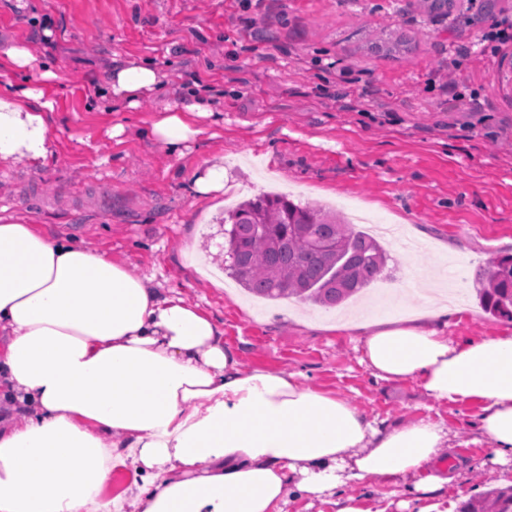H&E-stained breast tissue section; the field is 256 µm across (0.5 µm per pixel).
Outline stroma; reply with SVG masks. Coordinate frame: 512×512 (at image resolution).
<instances>
[{"instance_id":"obj_1","label":"stroma","mask_w":512,"mask_h":512,"mask_svg":"<svg viewBox=\"0 0 512 512\" xmlns=\"http://www.w3.org/2000/svg\"><path fill=\"white\" fill-rule=\"evenodd\" d=\"M431 21L406 0H0V48L30 44L56 72L43 164H0V219L64 234L179 292L210 315L245 367L301 376L388 425L448 426L463 465L442 495L462 503L496 487L478 442L477 403L447 405L417 382L387 385L360 364L347 320L419 315L427 292L458 291L451 338L512 331L476 297L474 274L512 253V0H460ZM411 37L402 59L369 51L383 31ZM507 40L482 41L486 32ZM147 60L165 76L166 101L187 87L211 94L192 115L201 134L179 151L145 129L158 107H107L112 63ZM120 134H113L114 126ZM222 164L224 192L198 195L194 174ZM265 192L291 194L347 216L355 230L386 221L409 241L384 238L392 271L345 305L248 295L222 272L226 208ZM365 512H399L401 486L351 484Z\"/></svg>"}]
</instances>
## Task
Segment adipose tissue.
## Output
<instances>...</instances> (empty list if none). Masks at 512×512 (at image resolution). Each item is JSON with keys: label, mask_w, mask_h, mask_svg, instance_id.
<instances>
[{"label": "adipose tissue", "mask_w": 512, "mask_h": 512, "mask_svg": "<svg viewBox=\"0 0 512 512\" xmlns=\"http://www.w3.org/2000/svg\"><path fill=\"white\" fill-rule=\"evenodd\" d=\"M115 103L158 97L164 76L128 60L108 72ZM41 87L0 89V162L53 152ZM203 90L164 104L147 135L194 141ZM395 322L365 335L375 379L419 382L439 403L478 402L488 462L512 477V333L451 338L437 321ZM0 512H282L287 498L323 499L383 481L453 512L439 493L451 436L440 421L381 426L299 375L245 368L212 317L109 254L28 224L0 221ZM140 477L104 498L116 466Z\"/></svg>", "instance_id": "ef3b65f1"}]
</instances>
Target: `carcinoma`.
Here are the masks:
<instances>
[{
  "label": "carcinoma",
  "instance_id": "cac0c4a2",
  "mask_svg": "<svg viewBox=\"0 0 512 512\" xmlns=\"http://www.w3.org/2000/svg\"><path fill=\"white\" fill-rule=\"evenodd\" d=\"M429 19L444 18L456 0H414ZM224 271L269 300L295 297L335 307L382 276L389 256L374 238L335 214L304 207L286 196H261L224 217ZM474 281L485 312L512 322V255L479 267ZM458 512H512V486L488 489Z\"/></svg>",
  "mask_w": 512,
  "mask_h": 512
}]
</instances>
